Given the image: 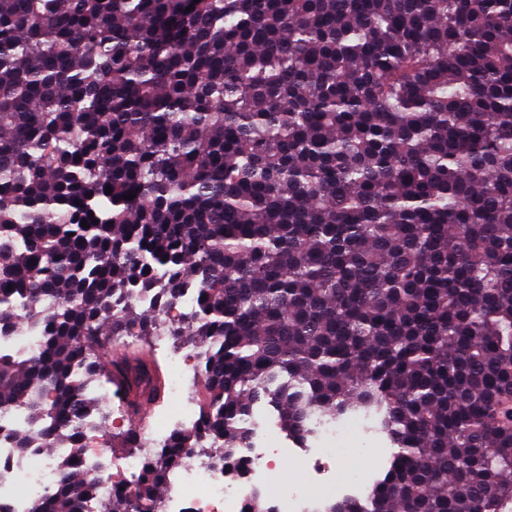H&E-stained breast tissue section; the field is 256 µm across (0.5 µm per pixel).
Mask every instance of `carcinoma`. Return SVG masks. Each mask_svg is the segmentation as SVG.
Here are the masks:
<instances>
[{
	"label": "carcinoma",
	"mask_w": 512,
	"mask_h": 512,
	"mask_svg": "<svg viewBox=\"0 0 512 512\" xmlns=\"http://www.w3.org/2000/svg\"><path fill=\"white\" fill-rule=\"evenodd\" d=\"M2 290L43 347L0 356V408L75 457L91 383L163 396L112 337L198 354L200 425L99 512H157L262 402L395 447L325 512H512V0H0ZM69 465L31 512L95 492ZM349 472V469H347L343 475L337 472V477L341 480H346L347 476L350 474ZM372 487L373 486L369 484L368 479L364 474L353 473L352 476L341 486L339 495L340 497L364 498L370 493Z\"/></svg>",
	"instance_id": "cac0c4a2"
}]
</instances>
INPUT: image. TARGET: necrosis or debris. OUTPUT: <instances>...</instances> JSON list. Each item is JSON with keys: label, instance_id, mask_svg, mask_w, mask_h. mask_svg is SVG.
<instances>
[{"label": "necrosis or debris", "instance_id": "4bbe7bcc", "mask_svg": "<svg viewBox=\"0 0 512 512\" xmlns=\"http://www.w3.org/2000/svg\"><path fill=\"white\" fill-rule=\"evenodd\" d=\"M273 419V414L265 411L252 414L251 445L234 462L205 465L195 456H185L170 481L159 512H245L253 496L267 491L275 462L285 452L284 446L265 435ZM197 423L190 401L179 399L154 427L141 430L140 435L148 450H152L166 444L173 433L196 428ZM351 425V420L342 419L318 426L316 446L302 451L308 461L307 479L280 489L274 500L276 512H312L313 504L322 500L321 489L335 486L333 474L340 454L339 444ZM32 432L26 415L0 408V504L9 512H30L32 502L46 494L59 478L53 457L70 455L66 448L47 453L38 442L18 451L16 438ZM146 459V453L126 457L115 471H102L95 496L80 499L78 512H98L99 497L111 495L113 488L120 485L133 486ZM338 489L340 496L363 498L370 493L371 486L364 474L355 473Z\"/></svg>", "mask_w": 512, "mask_h": 512}]
</instances>
